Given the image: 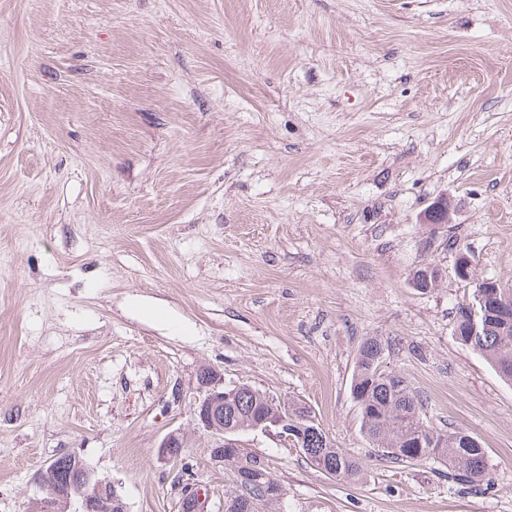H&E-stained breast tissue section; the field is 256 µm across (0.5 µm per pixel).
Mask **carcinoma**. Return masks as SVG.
<instances>
[{"label": "carcinoma", "instance_id": "1", "mask_svg": "<svg viewBox=\"0 0 512 512\" xmlns=\"http://www.w3.org/2000/svg\"><path fill=\"white\" fill-rule=\"evenodd\" d=\"M482 311L481 289L458 308L456 317L459 342L486 358L501 378L512 383V322H490L481 318L479 336H468L471 316ZM387 344L377 337L365 339L359 346L351 382V394L361 416V432L373 445L377 455L393 462H408L417 456L422 462L448 465V475L455 484L476 487L488 480L487 450L478 439L464 430L445 432L424 419L423 407L402 378L381 370ZM267 409L266 395L257 389L224 404V426L235 427L244 417H257ZM294 423L303 428L304 439L313 452L306 456L319 472L331 470L336 479H351L362 470L361 462L341 448L335 447L323 431L303 420L309 412L302 407L289 412ZM256 482L251 493L264 500L263 506H276L281 493L270 469L259 461L252 468Z\"/></svg>", "mask_w": 512, "mask_h": 512}]
</instances>
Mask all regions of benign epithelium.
<instances>
[{"label": "benign epithelium", "mask_w": 512, "mask_h": 512, "mask_svg": "<svg viewBox=\"0 0 512 512\" xmlns=\"http://www.w3.org/2000/svg\"><path fill=\"white\" fill-rule=\"evenodd\" d=\"M450 204L443 196L429 204L421 213L425 224L436 227L448 223ZM236 395V391L224 390V379L215 369L204 368L199 374L198 387L193 403V415L203 430L215 436L217 443L211 448L215 460L228 463L234 468L236 487L249 482L242 467L245 458L237 455L229 460L224 449L239 447L238 428L224 427V402ZM244 429L268 433L277 430L284 441L300 448L301 433L288 431V410L268 402L267 413L245 423ZM183 442L176 435H170L159 445L158 455L163 460H179L182 457ZM60 457L68 461L69 468L58 469L51 465L40 470L35 480L42 486L45 496L37 504V512H69L75 506L82 512H126V506L115 486L88 470L74 453L63 452ZM211 500L210 491L195 488L189 497L190 512H207Z\"/></svg>", "instance_id": "7a95c632"}]
</instances>
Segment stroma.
Wrapping results in <instances>:
<instances>
[{"label": "stroma", "instance_id": "stroma-1", "mask_svg": "<svg viewBox=\"0 0 512 512\" xmlns=\"http://www.w3.org/2000/svg\"><path fill=\"white\" fill-rule=\"evenodd\" d=\"M443 195L449 224L421 223ZM461 251L512 287V0H0V512L67 451L127 512H179L189 483L218 512L206 366L363 462L340 481L241 432L280 512H512V385L454 334ZM368 336L488 482L375 454ZM172 434L183 461L157 456Z\"/></svg>", "mask_w": 512, "mask_h": 512}]
</instances>
